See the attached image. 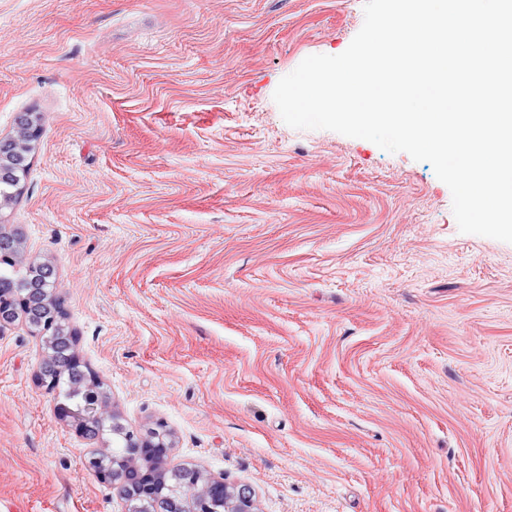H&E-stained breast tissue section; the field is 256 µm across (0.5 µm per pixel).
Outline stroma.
Wrapping results in <instances>:
<instances>
[{"mask_svg": "<svg viewBox=\"0 0 512 512\" xmlns=\"http://www.w3.org/2000/svg\"><path fill=\"white\" fill-rule=\"evenodd\" d=\"M364 0H0L12 204L127 430L255 512H512V243L461 233L431 164L273 101ZM0 332V512H123ZM21 118L16 136L0 139V179L13 180L15 183L19 182L20 172L24 169L29 152L40 135L39 125L32 114H26Z\"/></svg>", "mask_w": 512, "mask_h": 512, "instance_id": "obj_1", "label": "stroma"}]
</instances>
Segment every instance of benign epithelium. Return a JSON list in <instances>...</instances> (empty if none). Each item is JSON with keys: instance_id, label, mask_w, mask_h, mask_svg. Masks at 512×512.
Returning a JSON list of instances; mask_svg holds the SVG:
<instances>
[{"instance_id": "1", "label": "benign epithelium", "mask_w": 512, "mask_h": 512, "mask_svg": "<svg viewBox=\"0 0 512 512\" xmlns=\"http://www.w3.org/2000/svg\"><path fill=\"white\" fill-rule=\"evenodd\" d=\"M40 135L32 115L22 118L17 135L0 139V179L19 182L29 152ZM0 254L24 265L26 280L0 289V330L20 320L42 344L44 356L36 371L39 386L48 392L58 390V378L76 373L71 395L57 399L56 418L81 435L112 427V434L124 439L119 456L106 449L93 451L85 467L109 481L125 502L124 512H160L161 493L167 489L165 508L169 512H254L253 492L246 486L228 484L222 477H206L190 466L168 465L173 448L170 431L158 422L145 432L124 429L112 409L102 379L76 353L77 336L66 323L60 301L54 294L53 266L37 260L24 261L19 236L0 225Z\"/></svg>"}]
</instances>
